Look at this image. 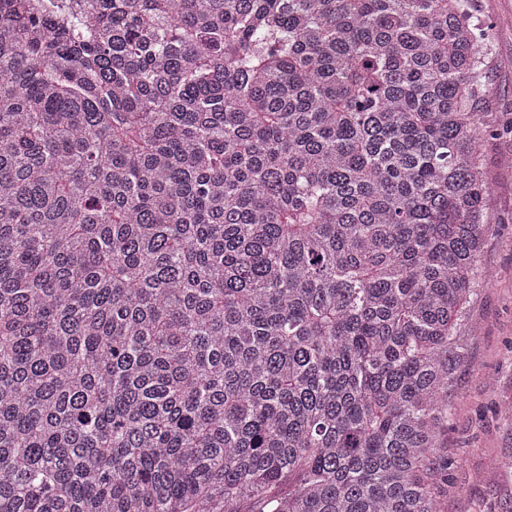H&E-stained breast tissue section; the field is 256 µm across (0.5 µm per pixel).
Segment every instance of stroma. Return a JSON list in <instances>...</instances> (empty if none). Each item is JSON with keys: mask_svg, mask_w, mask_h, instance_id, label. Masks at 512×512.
<instances>
[{"mask_svg": "<svg viewBox=\"0 0 512 512\" xmlns=\"http://www.w3.org/2000/svg\"><path fill=\"white\" fill-rule=\"evenodd\" d=\"M489 31L475 151L493 226L480 267L492 275L466 308L467 361L453 382L442 512H512V0H472Z\"/></svg>", "mask_w": 512, "mask_h": 512, "instance_id": "obj_1", "label": "stroma"}]
</instances>
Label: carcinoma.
I'll return each mask as SVG.
<instances>
[{"label":"carcinoma","instance_id":"cac0c4a2","mask_svg":"<svg viewBox=\"0 0 512 512\" xmlns=\"http://www.w3.org/2000/svg\"><path fill=\"white\" fill-rule=\"evenodd\" d=\"M76 2L0 6V512H440L470 0Z\"/></svg>","mask_w":512,"mask_h":512}]
</instances>
